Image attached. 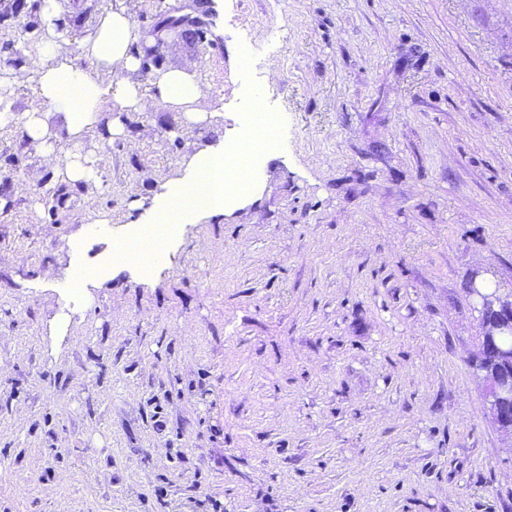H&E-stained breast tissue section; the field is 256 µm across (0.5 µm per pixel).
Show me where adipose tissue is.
Masks as SVG:
<instances>
[{"mask_svg": "<svg viewBox=\"0 0 512 512\" xmlns=\"http://www.w3.org/2000/svg\"><path fill=\"white\" fill-rule=\"evenodd\" d=\"M43 38L40 47L21 65L0 72V128L21 127L24 138L48 155L61 157V174L70 183L96 182L98 169L78 152L86 134L105 126L108 134L118 122H103L100 107L124 114L154 111L167 102L183 110L186 122L199 124L211 117L202 103L195 79L203 60L156 72L151 88L137 78L150 36L131 19L126 0H113L101 11L78 43L80 53L94 59L95 69L83 70L57 50L59 0H42ZM109 71L113 81L101 79ZM35 83L44 108L22 112L5 106L4 98L19 86ZM182 176L169 180L145 207L128 235L113 238L112 264L123 270L147 272L166 262L179 228L223 216L225 210L249 197L256 188V173L230 175L223 143H209L185 157Z\"/></svg>", "mask_w": 512, "mask_h": 512, "instance_id": "adipose-tissue-1", "label": "adipose tissue"}]
</instances>
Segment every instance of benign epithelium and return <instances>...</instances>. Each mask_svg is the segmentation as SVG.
Segmentation results:
<instances>
[{"label":"benign epithelium","instance_id":"benign-epithelium-1","mask_svg":"<svg viewBox=\"0 0 512 512\" xmlns=\"http://www.w3.org/2000/svg\"><path fill=\"white\" fill-rule=\"evenodd\" d=\"M480 273L470 276L469 296L472 312L480 322V347L492 348L499 336L512 335V293L499 288L488 290L481 287ZM473 374L485 384V399L494 422L503 430L512 432V369L504 367L486 373L477 366Z\"/></svg>","mask_w":512,"mask_h":512}]
</instances>
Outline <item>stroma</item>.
Masks as SVG:
<instances>
[{
  "instance_id": "obj_1",
  "label": "stroma",
  "mask_w": 512,
  "mask_h": 512,
  "mask_svg": "<svg viewBox=\"0 0 512 512\" xmlns=\"http://www.w3.org/2000/svg\"><path fill=\"white\" fill-rule=\"evenodd\" d=\"M26 2L0 0V44L38 48ZM111 3L66 0L60 53L89 67ZM130 6L161 66L205 60L216 116L161 103L86 134L101 178L54 219L59 159L0 129L23 153L0 209V512H512L465 293L475 271L512 287V0ZM258 96L281 124L251 200L150 278L112 270L110 236ZM75 268L100 287L63 294Z\"/></svg>"
}]
</instances>
